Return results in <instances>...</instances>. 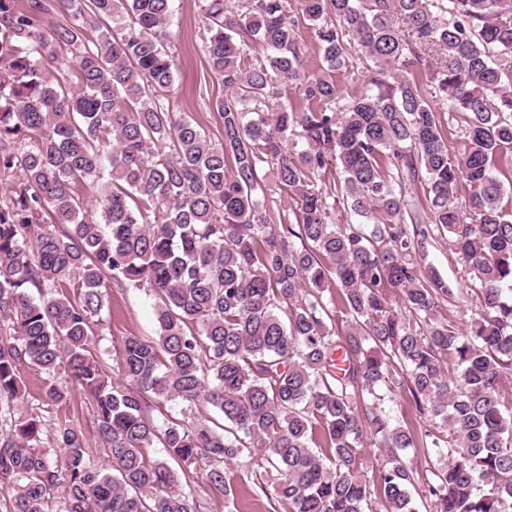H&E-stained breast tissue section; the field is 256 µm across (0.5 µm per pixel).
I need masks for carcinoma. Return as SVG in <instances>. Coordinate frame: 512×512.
Returning <instances> with one entry per match:
<instances>
[{"label":"carcinoma","instance_id":"cac0c4a2","mask_svg":"<svg viewBox=\"0 0 512 512\" xmlns=\"http://www.w3.org/2000/svg\"><path fill=\"white\" fill-rule=\"evenodd\" d=\"M202 2L217 143L158 97L173 0H0V507L197 512L199 473L233 512L237 476L263 468L285 512H417L414 436L384 407L400 393L428 420V512H512V0ZM440 104L466 117L459 157ZM278 192L294 207L276 217ZM432 224L471 287L426 264ZM130 287L156 335L124 337L116 379L97 334ZM445 299L478 301L468 332ZM170 403L182 418L158 422Z\"/></svg>","mask_w":512,"mask_h":512}]
</instances>
